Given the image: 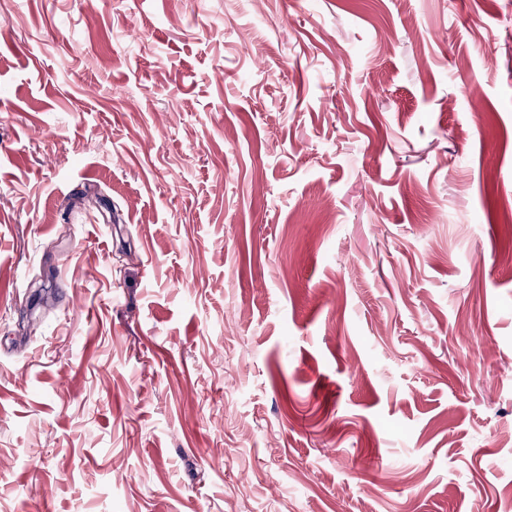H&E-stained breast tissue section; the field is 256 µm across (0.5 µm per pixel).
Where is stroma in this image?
<instances>
[{
    "instance_id": "1",
    "label": "stroma",
    "mask_w": 512,
    "mask_h": 512,
    "mask_svg": "<svg viewBox=\"0 0 512 512\" xmlns=\"http://www.w3.org/2000/svg\"><path fill=\"white\" fill-rule=\"evenodd\" d=\"M509 211L512 0H0V512H512Z\"/></svg>"
}]
</instances>
